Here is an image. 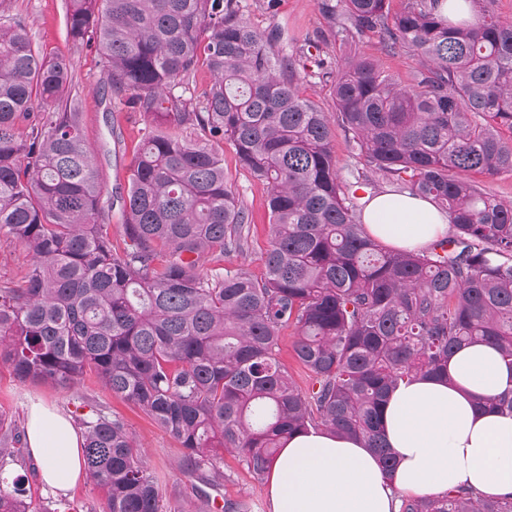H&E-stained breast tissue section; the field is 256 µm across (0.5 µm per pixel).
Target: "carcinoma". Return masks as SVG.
<instances>
[{"label":"carcinoma","instance_id":"carcinoma-1","mask_svg":"<svg viewBox=\"0 0 512 512\" xmlns=\"http://www.w3.org/2000/svg\"><path fill=\"white\" fill-rule=\"evenodd\" d=\"M390 2L317 6L341 44L372 35L418 58L408 86L367 56L332 70L318 41L280 53L240 0H68L69 39L95 48L112 96L141 118L116 243L81 113L58 110L70 61L35 46L23 23H1L0 240L32 262L0 281V370L60 388L95 376L221 482L224 455L262 481L310 429L362 437L390 476L399 460L381 415L400 382L448 377L449 358L474 343L512 369V201L476 181L512 175V22L496 0H465L472 23L443 16L441 0H402L394 13ZM200 69V94H174ZM309 78L330 83L335 115L304 96ZM335 124L362 162L350 179ZM225 143L269 188L259 279L205 267L247 246ZM378 178L448 213V236L423 251L375 243L361 214ZM290 327L305 388L279 359ZM475 403L512 415V389ZM77 421L103 512H163L124 420L93 405ZM28 458L0 418V475L16 472L0 512H35ZM400 512H512V495L456 487ZM332 144L337 167L342 176H347L354 168H362L352 149V142H349L348 134L337 124L333 126Z\"/></svg>","mask_w":512,"mask_h":512}]
</instances>
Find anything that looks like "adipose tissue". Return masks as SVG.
I'll return each mask as SVG.
<instances>
[{"label":"adipose tissue","mask_w":512,"mask_h":512,"mask_svg":"<svg viewBox=\"0 0 512 512\" xmlns=\"http://www.w3.org/2000/svg\"><path fill=\"white\" fill-rule=\"evenodd\" d=\"M368 235L399 249H423L448 233L446 213L409 193L386 192L366 206ZM512 388V369L497 349L474 344L448 362L447 378L401 382L383 411V434L399 455L386 476L362 439L325 430L294 435L269 469L270 512H398L401 497L464 486L512 494V415L477 408ZM28 446L44 486L69 489L82 470V434L43 405L31 409Z\"/></svg>","instance_id":"ef3b65f1"}]
</instances>
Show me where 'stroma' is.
<instances>
[{
  "mask_svg": "<svg viewBox=\"0 0 512 512\" xmlns=\"http://www.w3.org/2000/svg\"><path fill=\"white\" fill-rule=\"evenodd\" d=\"M242 3L252 23L263 32L277 31L280 47L292 54L306 41L322 40L327 31L317 0H242ZM66 4L67 0H0V17L22 20L36 45L70 58L73 84L63 99L76 105L82 114L83 136L95 155L103 187L104 221L111 224L112 238L117 241L122 235L120 212L126 195L128 166L139 140V115L112 98L94 48L68 40ZM324 49L333 60L360 54L372 56L382 69L404 85L410 84L419 67L417 58L389 53L374 37L343 47L325 42ZM224 167L251 219L244 252L226 255L224 264L242 267L258 277L264 271L262 256L270 239L268 188L238 164L229 146L224 149ZM37 401L70 418L86 402L101 404L108 413L122 416L145 452L147 466L162 490L165 512H199L200 484L184 472L182 448L140 410L105 391L94 377H85L67 389H55L0 374V417L27 424L28 408ZM220 466L224 480L220 486L209 488V495L225 502L245 503L247 512H269L267 482L253 480L232 456H225Z\"/></svg>",
  "mask_w": 512,
  "mask_h": 512,
  "instance_id": "stroma-1",
  "label": "stroma"
}]
</instances>
